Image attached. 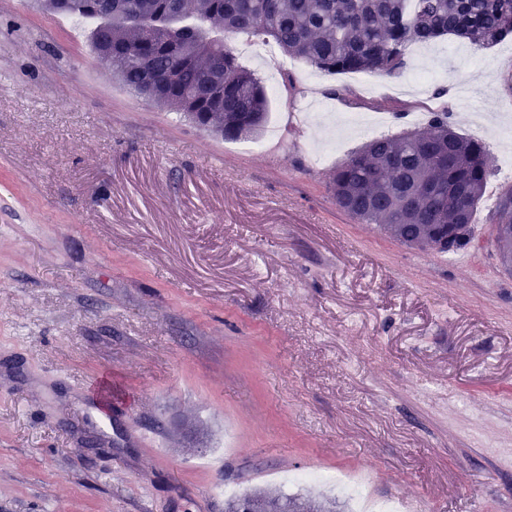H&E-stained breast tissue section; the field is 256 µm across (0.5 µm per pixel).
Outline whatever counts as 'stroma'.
I'll return each instance as SVG.
<instances>
[{
    "label": "stroma",
    "mask_w": 512,
    "mask_h": 512,
    "mask_svg": "<svg viewBox=\"0 0 512 512\" xmlns=\"http://www.w3.org/2000/svg\"><path fill=\"white\" fill-rule=\"evenodd\" d=\"M92 28L0 0V512L351 500L314 471L372 472L399 512H512V276L488 245H402L328 190L358 120L396 137L445 110L489 154L487 238L512 55L442 39L397 76L297 59L266 128L227 140L126 90ZM245 502H251L255 512H313L321 509L315 501L307 495L286 494L278 497H269L259 490L253 489L240 496H234L224 501L225 512H236Z\"/></svg>",
    "instance_id": "obj_1"
}]
</instances>
